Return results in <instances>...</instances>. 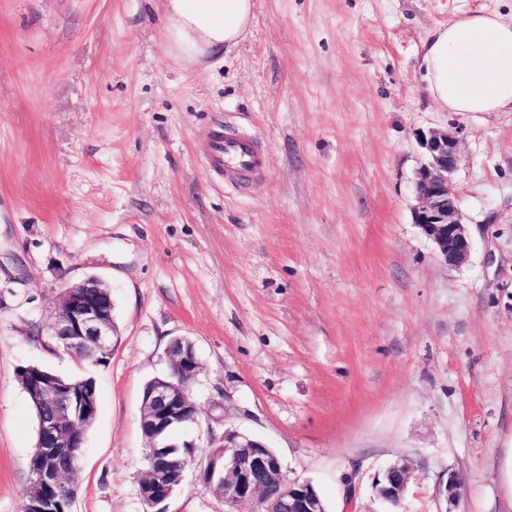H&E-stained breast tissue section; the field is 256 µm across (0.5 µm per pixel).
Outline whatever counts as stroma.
<instances>
[{
  "mask_svg": "<svg viewBox=\"0 0 512 512\" xmlns=\"http://www.w3.org/2000/svg\"><path fill=\"white\" fill-rule=\"evenodd\" d=\"M223 61L174 60L160 0H0V512H20L37 423L17 373L93 378L73 512H226L198 472L225 425L264 441L326 512H512V112L425 90L436 28L512 0H254ZM462 128L472 239L451 268L412 219L419 141ZM264 158L211 172L216 130ZM112 291L106 365L52 336L62 290ZM193 342L182 484L140 495L145 384ZM414 465L391 509L373 483Z\"/></svg>",
  "mask_w": 512,
  "mask_h": 512,
  "instance_id": "35a3bbf8",
  "label": "stroma"
}]
</instances>
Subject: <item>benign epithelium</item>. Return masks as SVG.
<instances>
[{
	"instance_id": "benign-epithelium-1",
	"label": "benign epithelium",
	"mask_w": 512,
	"mask_h": 512,
	"mask_svg": "<svg viewBox=\"0 0 512 512\" xmlns=\"http://www.w3.org/2000/svg\"><path fill=\"white\" fill-rule=\"evenodd\" d=\"M421 145L428 162L416 172L413 223L432 242L438 258L450 267L461 266L470 257L472 242L468 225L463 223L453 181L460 152L458 135L433 129L422 136ZM108 285L88 277L64 289L54 335L73 355L90 351H112V300ZM169 372L144 393L140 428L152 448H175L172 430L197 420L198 409L191 386L202 366L194 344L178 337L166 349ZM27 389L41 403L35 447L43 454L30 468L29 490L37 497L31 512H50L43 493L58 489L72 478L70 468L56 464L58 448L85 447L86 432L96 419L98 408L87 391L74 392L60 379L38 368L31 369ZM207 447L208 464L203 480L214 486L224 504L235 508L244 503L257 505V512H326L323 500L308 480L285 478L277 454L265 443L234 428L226 427L219 439ZM411 477L407 464H393L378 475L374 489L378 498L398 506L403 501ZM184 476L174 477L163 463L151 467L145 484L154 491V505L168 500ZM441 492L452 502L461 495L457 475L448 472Z\"/></svg>"
}]
</instances>
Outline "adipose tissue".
I'll list each match as a JSON object with an SVG mask.
<instances>
[{
  "label": "adipose tissue",
  "mask_w": 512,
  "mask_h": 512,
  "mask_svg": "<svg viewBox=\"0 0 512 512\" xmlns=\"http://www.w3.org/2000/svg\"><path fill=\"white\" fill-rule=\"evenodd\" d=\"M174 58L193 61L237 46L251 25L253 0H163ZM426 89L452 112L512 109V22L478 12L439 27L422 48Z\"/></svg>",
  "instance_id": "adipose-tissue-1"
}]
</instances>
